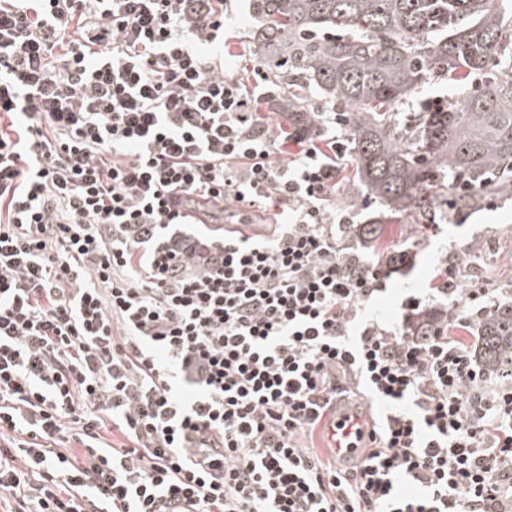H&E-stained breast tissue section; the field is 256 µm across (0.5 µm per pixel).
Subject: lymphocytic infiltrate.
<instances>
[{
	"instance_id": "obj_1",
	"label": "lymphocytic infiltrate",
	"mask_w": 512,
	"mask_h": 512,
	"mask_svg": "<svg viewBox=\"0 0 512 512\" xmlns=\"http://www.w3.org/2000/svg\"><path fill=\"white\" fill-rule=\"evenodd\" d=\"M225 36L224 0H0V512H512V362L448 334L493 281L363 319L395 265L331 205L347 146L280 142ZM368 399L412 410L319 454ZM361 421L356 416L342 415L330 425L328 429V440L331 450L339 459L346 458L356 448L361 434Z\"/></svg>"
}]
</instances>
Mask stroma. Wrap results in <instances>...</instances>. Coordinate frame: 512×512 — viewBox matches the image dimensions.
<instances>
[{"mask_svg":"<svg viewBox=\"0 0 512 512\" xmlns=\"http://www.w3.org/2000/svg\"><path fill=\"white\" fill-rule=\"evenodd\" d=\"M224 25L234 30L235 38L224 47H211V54H222L226 73L258 84L265 94L258 103L261 118L273 126L280 124L274 107L285 92L258 77L262 65L253 52L251 38L259 22L250 0H229ZM332 204L340 210H353L358 224L369 223L383 210L381 203L365 194L349 169L336 186ZM381 241L375 248L362 247L364 260L382 262L401 251L408 257L407 263L391 275L386 292L376 303L377 312L384 317H395L403 293L429 287L442 260L459 268L462 281L476 274L493 277L502 289L501 306L512 305V198L495 200L493 205L465 215L439 214L430 227L395 218L385 224Z\"/></svg>","mask_w":512,"mask_h":512,"instance_id":"35a3bbf8","label":"stroma"}]
</instances>
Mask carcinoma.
Wrapping results in <instances>:
<instances>
[{
  "instance_id": "1",
  "label": "carcinoma",
  "mask_w": 512,
  "mask_h": 512,
  "mask_svg": "<svg viewBox=\"0 0 512 512\" xmlns=\"http://www.w3.org/2000/svg\"><path fill=\"white\" fill-rule=\"evenodd\" d=\"M255 49L291 125L318 88L342 112L367 194L420 224L443 204L512 196V0H251ZM430 77L467 90L436 110L399 112ZM465 176L472 191L454 187ZM512 354V306L484 321L475 356Z\"/></svg>"
}]
</instances>
